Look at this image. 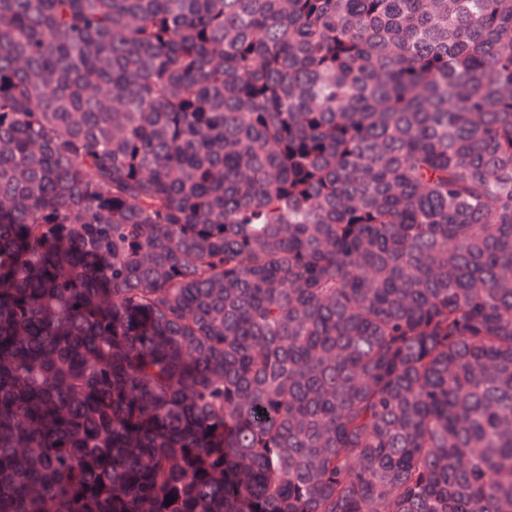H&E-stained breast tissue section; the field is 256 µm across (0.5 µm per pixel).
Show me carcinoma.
Here are the masks:
<instances>
[{"mask_svg": "<svg viewBox=\"0 0 512 512\" xmlns=\"http://www.w3.org/2000/svg\"><path fill=\"white\" fill-rule=\"evenodd\" d=\"M0 512H512V0H0Z\"/></svg>", "mask_w": 512, "mask_h": 512, "instance_id": "cac0c4a2", "label": "carcinoma"}]
</instances>
